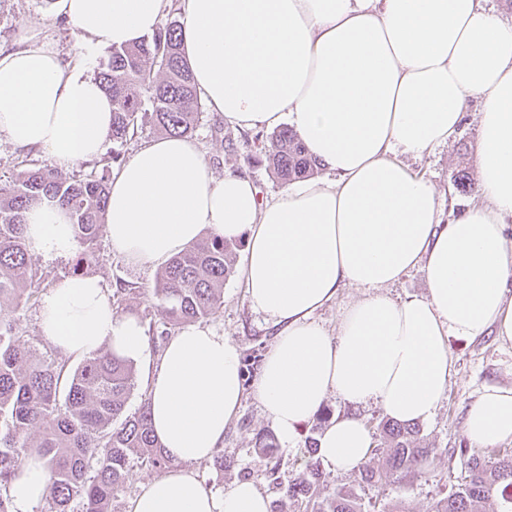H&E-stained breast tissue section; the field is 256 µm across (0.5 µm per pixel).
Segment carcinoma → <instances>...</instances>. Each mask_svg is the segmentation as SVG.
I'll use <instances>...</instances> for the list:
<instances>
[{
	"label": "carcinoma",
	"mask_w": 512,
	"mask_h": 512,
	"mask_svg": "<svg viewBox=\"0 0 512 512\" xmlns=\"http://www.w3.org/2000/svg\"><path fill=\"white\" fill-rule=\"evenodd\" d=\"M182 27L161 25L138 44L111 48L96 78L112 98L109 139L126 142L138 126L149 125L169 136L186 137L202 117L193 74L181 52ZM247 161L266 162L283 184L318 174V162L288 127L273 131ZM106 176L68 174L43 164L0 186V512H11L10 485L23 457L47 460V512H112L133 463L160 472L172 461L153 432L148 400L126 413L136 386L133 362L102 347L70 369L68 361L39 356L20 347L21 314L37 301L40 279L24 228L29 209L45 201L68 211L77 243L73 274L96 258L106 232ZM238 244L207 234L173 256L156 278L152 298L170 326L205 319L222 307L224 281L233 273ZM385 448L373 447L377 459L358 471L355 484L331 487L322 477L317 441L307 437L302 472L284 488L283 497L304 505V512H367L362 492L397 493L404 479L426 475L437 449L415 445L419 428L395 421L380 423ZM263 449L257 468L244 479L278 481L275 441L258 434ZM469 454L466 475L456 489L432 505V512H484V504L501 500L512 512V451Z\"/></svg>",
	"instance_id": "obj_1"
}]
</instances>
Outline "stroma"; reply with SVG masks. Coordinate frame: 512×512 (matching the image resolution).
<instances>
[{
  "mask_svg": "<svg viewBox=\"0 0 512 512\" xmlns=\"http://www.w3.org/2000/svg\"><path fill=\"white\" fill-rule=\"evenodd\" d=\"M47 38L64 58H71L77 49L78 35L74 27L63 25L54 15L52 0H0V45L10 48L20 45L31 35ZM478 102H471L461 133L448 145L419 159H409V166L430 178L444 194V217L452 219L475 202L476 191L456 189L453 179L457 170L474 168L478 149ZM222 127V134H215V127ZM250 132L241 131L224 123L220 113L206 111L192 135L210 161L216 176L225 171L249 174L257 183L263 197L280 191L281 185L265 165L250 163L246 155L250 150ZM35 265L42 277V285L53 288L72 272L99 277L108 289L129 286L131 294L125 304L131 315H141L150 310L154 321L165 322L160 309L151 305L150 292L155 284L157 271L127 261L112 251L108 240H100L97 259L91 265L75 266L73 258L55 262L36 259ZM223 307L215 316L199 320L198 325L230 338L238 347L241 357L266 355L275 335V328L267 316L255 311L240 284L238 274H231L223 288ZM449 349L454 360V372L448 382V391L433 415L420 422L419 441L437 449L438 456L432 472L425 477L408 476L398 493L406 512H430L432 504L447 496L452 486L465 474L466 458L459 450L467 446L463 434V420L469 405L490 386L512 387V344L501 342L495 333L475 339L450 337ZM245 396L236 416L224 432L222 449L232 465L216 471L212 462L194 465L193 470L203 488L221 494L238 481L240 472L256 468L260 455L255 446L258 432H273L274 427L253 395L252 381L244 383ZM320 420L304 426L303 437L294 445L278 444L276 456L280 462V485L260 483L261 492L269 500L279 499L281 484L293 480L298 474L296 461L305 448V434L323 431Z\"/></svg>",
  "mask_w": 512,
  "mask_h": 512,
  "instance_id": "stroma-1",
  "label": "stroma"
}]
</instances>
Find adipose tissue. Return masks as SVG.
Masks as SVG:
<instances>
[{
  "instance_id": "adipose-tissue-1",
  "label": "adipose tissue",
  "mask_w": 512,
  "mask_h": 512,
  "mask_svg": "<svg viewBox=\"0 0 512 512\" xmlns=\"http://www.w3.org/2000/svg\"><path fill=\"white\" fill-rule=\"evenodd\" d=\"M173 1L182 53L209 109L241 130L290 124L323 173L268 201L243 173L216 177L192 140H152L112 175L111 249L157 266L207 230L244 241L241 284L277 329L253 394L281 441L333 393L376 403L399 423L428 419L454 370L449 337L493 332L512 343V23L483 0H54L58 20L79 33L78 52L64 61L35 35L0 49V136L60 168L100 158L112 101L87 69L100 50L152 35ZM474 99L480 201L446 223L437 186L405 159L453 140ZM25 236L46 261L76 249L68 214L47 202L28 211ZM415 268L425 296L380 295ZM346 285L366 294L331 336L313 316ZM39 326L66 356L105 345L139 360L147 350L139 321L115 314L96 277L57 282ZM147 389L154 434L173 466L141 486L128 512H269L254 481L217 496L192 470L213 457L242 403L234 342L180 330ZM463 431L475 448L512 440V387L486 388ZM371 446L353 414L319 437L331 470H358ZM47 485L45 459L25 456L11 512H34Z\"/></svg>"
}]
</instances>
